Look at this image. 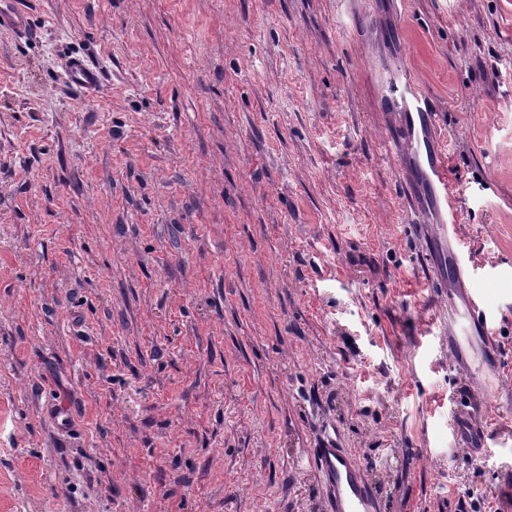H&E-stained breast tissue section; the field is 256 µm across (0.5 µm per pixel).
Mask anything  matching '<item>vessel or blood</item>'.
<instances>
[{"label": "vessel or blood", "mask_w": 512, "mask_h": 512, "mask_svg": "<svg viewBox=\"0 0 512 512\" xmlns=\"http://www.w3.org/2000/svg\"><path fill=\"white\" fill-rule=\"evenodd\" d=\"M0 28L10 30L21 37L33 36L29 13L19 0H0ZM69 78L73 85L86 87L96 84L98 75L82 59H74L70 65ZM385 98L405 103L398 115V126L410 141H417L420 131L437 122V114L428 98L418 97L406 102V87L399 83L387 85ZM426 189L438 209L446 215L447 224L458 222V199L448 184L446 158L436 148L426 151L423 169ZM313 464L319 472L330 512H377L376 495L368 484L363 467L356 458L342 447L338 437L330 436L313 451Z\"/></svg>", "instance_id": "b4317fda"}]
</instances>
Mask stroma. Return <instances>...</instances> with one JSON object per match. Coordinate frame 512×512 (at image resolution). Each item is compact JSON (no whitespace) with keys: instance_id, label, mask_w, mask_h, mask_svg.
I'll return each mask as SVG.
<instances>
[{"instance_id":"35a3bbf8","label":"stroma","mask_w":512,"mask_h":512,"mask_svg":"<svg viewBox=\"0 0 512 512\" xmlns=\"http://www.w3.org/2000/svg\"><path fill=\"white\" fill-rule=\"evenodd\" d=\"M23 2L0 512H328L330 431L381 512H512V0ZM398 78L439 114L455 235L406 194ZM70 82L78 87L91 86L97 83L98 75L96 70L90 67L80 58H75L70 65Z\"/></svg>"}]
</instances>
